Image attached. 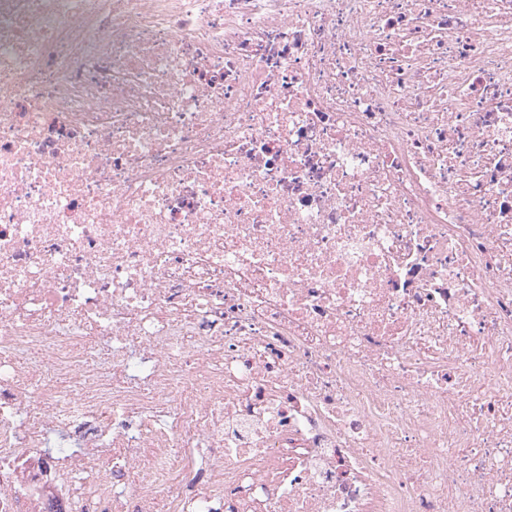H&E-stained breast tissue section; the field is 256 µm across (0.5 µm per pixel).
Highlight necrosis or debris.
Listing matches in <instances>:
<instances>
[{"mask_svg": "<svg viewBox=\"0 0 512 512\" xmlns=\"http://www.w3.org/2000/svg\"><path fill=\"white\" fill-rule=\"evenodd\" d=\"M0 512H512V0H0Z\"/></svg>", "mask_w": 512, "mask_h": 512, "instance_id": "4bbe7bcc", "label": "necrosis or debris"}]
</instances>
